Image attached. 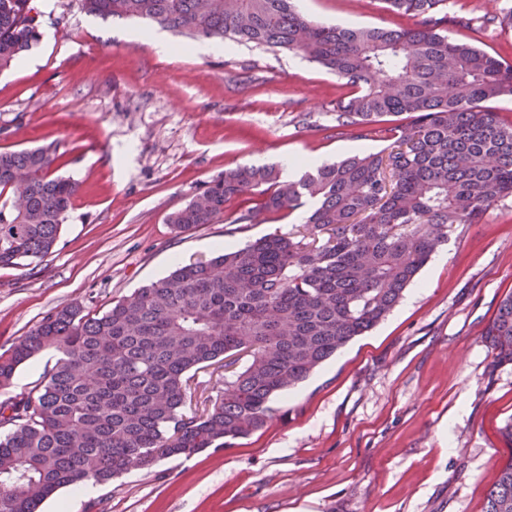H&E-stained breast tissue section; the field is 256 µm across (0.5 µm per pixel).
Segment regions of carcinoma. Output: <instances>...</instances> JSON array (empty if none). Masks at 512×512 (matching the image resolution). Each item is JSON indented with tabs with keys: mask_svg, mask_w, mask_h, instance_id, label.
<instances>
[{
	"mask_svg": "<svg viewBox=\"0 0 512 512\" xmlns=\"http://www.w3.org/2000/svg\"><path fill=\"white\" fill-rule=\"evenodd\" d=\"M89 15L156 24L186 39L296 52L353 91L336 100V133L384 150L321 165L297 181L236 167L169 216L179 231L213 224L226 202L259 195L235 224L316 208L296 233L180 266L115 300L47 312L0 353V389L45 350L55 363L27 394L0 403V512H38L61 489L110 485L131 468L222 448L264 427L273 396L376 326L448 241L512 196V64L445 27L448 0H384L412 26L323 24L295 0H79ZM36 0H0V71L41 39ZM385 116L404 117L396 126ZM53 145L0 152V268L50 254L79 183L56 174ZM484 340L512 364V295ZM224 369V392L198 412L191 381ZM485 512H512V463Z\"/></svg>",
	"mask_w": 512,
	"mask_h": 512,
	"instance_id": "carcinoma-1",
	"label": "carcinoma"
}]
</instances>
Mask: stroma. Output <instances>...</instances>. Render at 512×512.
I'll return each instance as SVG.
<instances>
[{"mask_svg": "<svg viewBox=\"0 0 512 512\" xmlns=\"http://www.w3.org/2000/svg\"><path fill=\"white\" fill-rule=\"evenodd\" d=\"M325 24L409 25L382 0H300ZM34 65L0 73V151L54 144L57 172L81 182L51 254L0 268V352L49 310L116 298L177 266L267 234L296 232L306 209L236 225L243 200L217 223L176 232L174 211L238 165L283 156L330 164L383 149L337 135L344 80L302 56L227 42L204 54L169 36L156 53L143 23L85 14L78 0H39ZM488 0H450L448 33L485 28L512 63V25ZM400 302L293 389L270 402L249 437L189 459L131 469L92 492L58 491L40 512H484L512 461V365L482 338L512 294V196L486 223L453 227ZM46 350L19 366L0 402L27 394L55 362Z\"/></svg>", "mask_w": 512, "mask_h": 512, "instance_id": "1", "label": "stroma"}]
</instances>
